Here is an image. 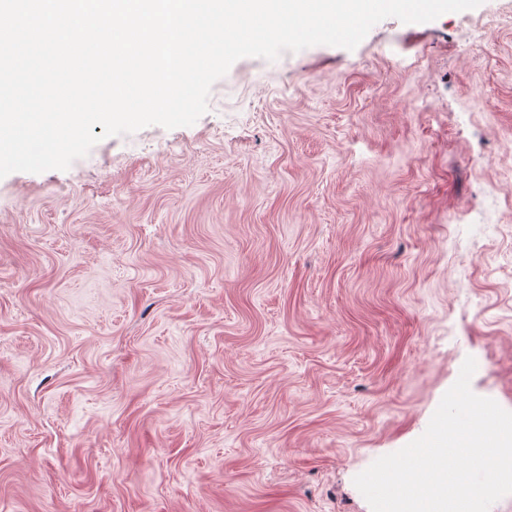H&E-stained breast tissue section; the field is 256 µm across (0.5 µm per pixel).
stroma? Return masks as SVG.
<instances>
[{"label": "stroma", "mask_w": 512, "mask_h": 512, "mask_svg": "<svg viewBox=\"0 0 512 512\" xmlns=\"http://www.w3.org/2000/svg\"><path fill=\"white\" fill-rule=\"evenodd\" d=\"M102 131L0 179V512H371L466 357L512 411V0Z\"/></svg>", "instance_id": "35a3bbf8"}]
</instances>
